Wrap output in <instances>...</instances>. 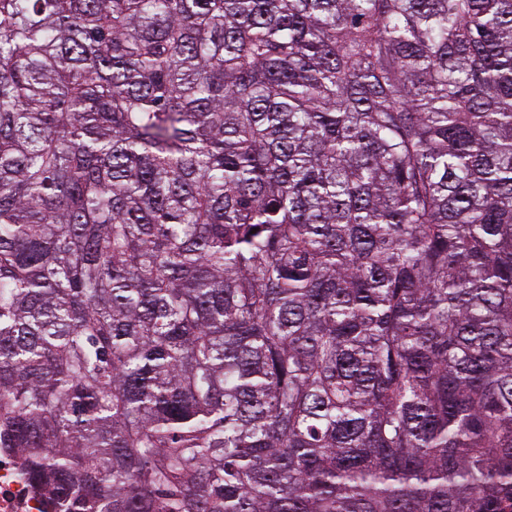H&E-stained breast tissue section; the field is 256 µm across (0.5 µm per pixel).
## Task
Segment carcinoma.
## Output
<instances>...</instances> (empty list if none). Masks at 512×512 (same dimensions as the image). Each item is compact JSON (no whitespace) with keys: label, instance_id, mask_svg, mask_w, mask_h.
Masks as SVG:
<instances>
[{"label":"carcinoma","instance_id":"obj_1","mask_svg":"<svg viewBox=\"0 0 512 512\" xmlns=\"http://www.w3.org/2000/svg\"><path fill=\"white\" fill-rule=\"evenodd\" d=\"M0 448L63 512H512V0H0Z\"/></svg>","mask_w":512,"mask_h":512}]
</instances>
